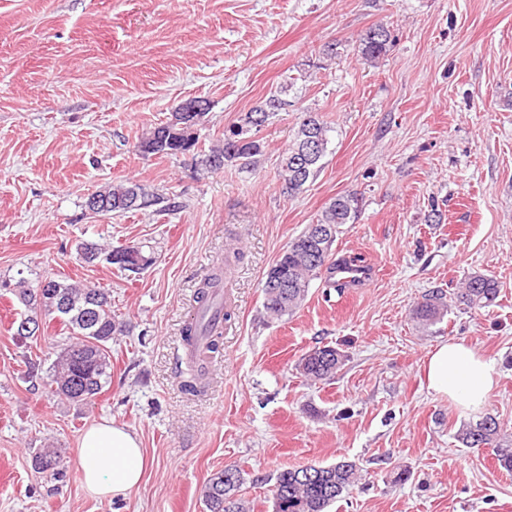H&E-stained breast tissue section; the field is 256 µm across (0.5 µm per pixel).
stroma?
<instances>
[{"instance_id": "obj_1", "label": "stroma", "mask_w": 512, "mask_h": 512, "mask_svg": "<svg viewBox=\"0 0 512 512\" xmlns=\"http://www.w3.org/2000/svg\"><path fill=\"white\" fill-rule=\"evenodd\" d=\"M377 24L391 43L370 63L356 40ZM283 86L289 106L258 129L256 166L209 173L190 153L136 150L191 98L209 103L196 128L207 149ZM305 112L330 144L290 196L277 168ZM129 180L175 209L86 212L89 194ZM348 192L361 207L333 255L369 279H314L296 313L269 318L267 270ZM85 240L144 243L155 262L138 275L87 266ZM473 272L497 281L493 305L413 319L423 295H453ZM214 273L231 318L191 393L182 330ZM47 277L107 289L131 330L112 340L110 384L75 403L48 386L60 325L43 316L18 336L27 309L0 290V512H207L201 489L229 464L252 512H273L278 472L344 458L365 480L330 512H512V475L456 439L477 415L424 378L438 344L471 346L498 374L483 410L512 435V0H0V282ZM326 345L344 364L307 381L296 363ZM104 419L148 460L120 500L89 496L74 465ZM49 445L65 452L56 475L31 464Z\"/></svg>"}]
</instances>
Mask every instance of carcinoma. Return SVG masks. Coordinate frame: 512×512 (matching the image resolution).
<instances>
[{
  "mask_svg": "<svg viewBox=\"0 0 512 512\" xmlns=\"http://www.w3.org/2000/svg\"><path fill=\"white\" fill-rule=\"evenodd\" d=\"M391 42L389 31L382 25L369 28L356 40L357 51L367 61H374L387 52ZM287 102L272 94L244 115L224 135L223 146L206 151L196 150L198 137L195 125L184 128L168 122L158 124L142 134L137 148H150L152 155L176 156L194 152L197 164L207 172L223 170L213 159L241 162L245 168L257 163L261 155L260 143L249 137L254 128L253 117L262 112L270 117L283 109ZM329 129L314 113H307L299 124L295 138L282 154L277 169L281 184H290L288 195L303 190L310 178L319 171V162L326 155ZM319 138L322 148L304 178L298 177L295 160L309 140ZM97 195L112 199V214L122 215L152 206L160 211L172 207L164 194L137 182H126L97 191ZM361 198L349 192L334 198L321 212L314 224L288 242V245L265 274L263 281L264 308L266 313L281 318L292 314L308 295L311 280L323 273H331L332 246L342 226L354 223L360 209ZM88 248L105 256V261L124 271L140 274L154 262L152 253L142 245H131L106 250L92 241H84L77 248L83 254ZM222 288L219 275L204 281L196 294L198 308H205L216 290ZM498 282L487 275L474 273L464 280L455 293V303L470 309L490 306L498 297ZM22 304L38 309L48 316H59L63 328L68 330L72 342L57 356L53 363L51 393L73 402L89 400L102 393L111 379L112 362L109 344L112 337L123 334L126 327L112 319L109 293L103 288L69 283L65 280L46 278L31 288L18 290ZM448 307L446 295L436 291L424 297L413 308V315L424 325L440 320ZM201 325L197 320L187 323L184 340L195 351L198 359H209L219 350V334H211L204 349H199ZM346 356L333 346L317 348L301 358L297 364L300 374L310 381L328 380L344 364ZM457 440L467 448L485 446L494 451L499 467L512 473V440L502 432L497 418L486 414L473 425L457 434ZM64 460L59 448H38L32 457L34 469L44 473H57ZM360 479V468L354 461L341 460L334 464H310L295 469H284L275 478L271 495L274 512H327L343 498L349 488ZM243 482L241 469L225 470L214 474L204 485L203 501L207 512H249L246 501L239 497Z\"/></svg>",
  "mask_w": 512,
  "mask_h": 512,
  "instance_id": "carcinoma-1",
  "label": "carcinoma"
}]
</instances>
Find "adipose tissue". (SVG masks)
Returning <instances> with one entry per match:
<instances>
[{"mask_svg": "<svg viewBox=\"0 0 512 512\" xmlns=\"http://www.w3.org/2000/svg\"><path fill=\"white\" fill-rule=\"evenodd\" d=\"M424 372L428 389L466 413L479 412L497 383L493 363L461 342L436 346ZM74 463L87 493L103 500L127 497L139 486L145 469L136 435L108 420L85 432Z\"/></svg>", "mask_w": 512, "mask_h": 512, "instance_id": "adipose-tissue-1", "label": "adipose tissue"}]
</instances>
